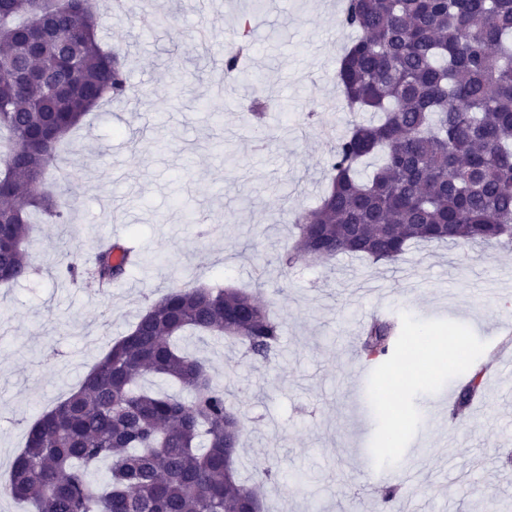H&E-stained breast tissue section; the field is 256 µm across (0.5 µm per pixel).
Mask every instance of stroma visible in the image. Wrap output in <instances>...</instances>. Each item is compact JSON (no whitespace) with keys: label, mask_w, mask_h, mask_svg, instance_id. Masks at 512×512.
<instances>
[{"label":"stroma","mask_w":512,"mask_h":512,"mask_svg":"<svg viewBox=\"0 0 512 512\" xmlns=\"http://www.w3.org/2000/svg\"><path fill=\"white\" fill-rule=\"evenodd\" d=\"M246 0H131L127 14L96 7L105 40L127 54L129 98L91 112L51 176L77 199L67 223L32 214L27 281L0 285V481L26 433L79 386L172 284L243 288L284 325L279 359L245 357L230 340L190 337L244 416L241 477L268 460L281 471L263 488L264 512H378L404 485L395 512H491L512 501V402L488 372L469 411L453 417L468 366L443 365L401 382L407 358L385 370V405L367 392L378 365L359 355L368 321H397L403 338L456 336L476 364L512 355V245L411 246L405 261L340 255L279 271L293 214L329 185L330 144L363 113L343 108L336 69L356 34L339 24L343 0H265L252 20L246 74L228 80L227 33ZM168 7L170 25L143 15ZM193 213L195 223L183 220ZM137 245L143 265L112 287L70 279L65 252L92 261L101 238ZM401 424L381 461L375 442Z\"/></svg>","instance_id":"obj_1"}]
</instances>
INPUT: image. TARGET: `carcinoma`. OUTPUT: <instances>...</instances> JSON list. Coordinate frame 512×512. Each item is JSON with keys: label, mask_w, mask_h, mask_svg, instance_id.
<instances>
[{"label": "carcinoma", "mask_w": 512, "mask_h": 512, "mask_svg": "<svg viewBox=\"0 0 512 512\" xmlns=\"http://www.w3.org/2000/svg\"><path fill=\"white\" fill-rule=\"evenodd\" d=\"M44 0H0V268L3 284L33 271L31 211L57 224L68 214L46 182L66 136L93 108L128 96L119 52L101 44L88 0L54 17L57 39L28 58L37 74L75 61L51 90L18 78V57L35 35ZM342 27L357 38L336 71L355 112H380L339 138L327 165L330 185L320 204L297 214V237L279 263L338 255L396 262L415 242L512 243V0H345ZM246 46L224 55V77L242 74ZM140 253L121 245L98 252L92 277L121 279ZM282 323L255 296L237 288L185 283L146 307L130 332L70 393L28 429L13 461L7 492L27 512H261L259 488L278 479L266 463L238 475L244 426L227 406L207 364L180 346L185 336H229L253 359L269 362ZM397 325L375 320L360 351L387 361ZM171 381L187 397L153 392L148 377ZM482 390L476 370L456 411ZM107 464L94 485L90 470Z\"/></svg>", "instance_id": "cac0c4a2"}]
</instances>
